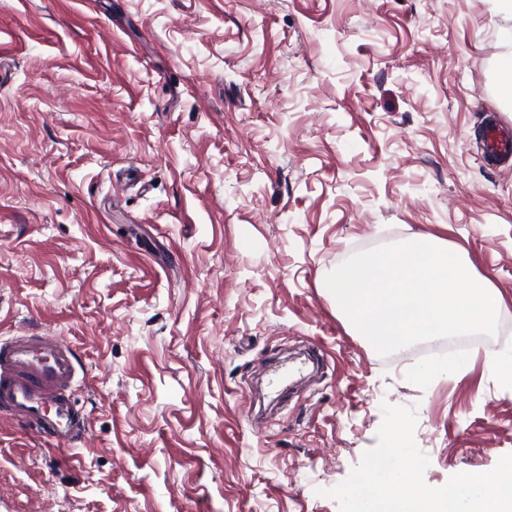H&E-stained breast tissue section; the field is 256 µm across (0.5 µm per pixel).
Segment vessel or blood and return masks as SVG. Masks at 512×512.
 <instances>
[{
    "label": "vessel or blood",
    "mask_w": 512,
    "mask_h": 512,
    "mask_svg": "<svg viewBox=\"0 0 512 512\" xmlns=\"http://www.w3.org/2000/svg\"><path fill=\"white\" fill-rule=\"evenodd\" d=\"M486 155L512 157V137L496 127L486 134ZM77 353L56 336H14L0 343V412L21 429L58 447L70 446L84 427L73 394Z\"/></svg>",
    "instance_id": "vessel-or-blood-1"
}]
</instances>
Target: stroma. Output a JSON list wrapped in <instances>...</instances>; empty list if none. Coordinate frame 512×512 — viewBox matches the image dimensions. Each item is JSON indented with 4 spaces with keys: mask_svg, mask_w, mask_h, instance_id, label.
<instances>
[{
    "mask_svg": "<svg viewBox=\"0 0 512 512\" xmlns=\"http://www.w3.org/2000/svg\"><path fill=\"white\" fill-rule=\"evenodd\" d=\"M492 0H0V336H60L86 429L0 414V512H340L417 405L426 484L512 454V158ZM429 234L496 336L380 355L325 279ZM486 155L491 159H497L500 156L512 157V137L501 138L496 126L489 127L486 134Z\"/></svg>",
    "mask_w": 512,
    "mask_h": 512,
    "instance_id": "35a3bbf8",
    "label": "stroma"
}]
</instances>
